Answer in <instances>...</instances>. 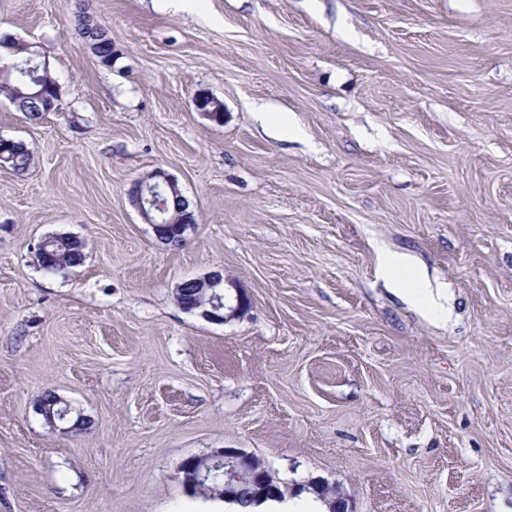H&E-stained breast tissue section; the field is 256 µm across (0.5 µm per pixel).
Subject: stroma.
<instances>
[{"mask_svg": "<svg viewBox=\"0 0 512 512\" xmlns=\"http://www.w3.org/2000/svg\"><path fill=\"white\" fill-rule=\"evenodd\" d=\"M86 2L111 65L77 0H0L58 85L36 122L0 95L33 156L0 167V512H229L181 484L217 448L353 512H512V0ZM158 169L195 211L177 248L128 196ZM56 234L84 261L50 275ZM218 269L251 301L223 325L176 299ZM85 13L78 15L77 19V34L84 41V43L89 46L90 43L98 42L97 50L98 52L95 56L100 60L104 65H111L112 63V46L109 44L111 41L108 38H105L106 29L101 25L98 26L95 23L86 22L87 15ZM382 269L387 278L396 286L403 289H413L416 293H420V289L428 288L424 278L420 274H415L410 282L403 281L399 273L408 266L404 256L397 254H384L381 257ZM305 492V493H303ZM291 495H299L315 498L326 505L328 512H352L347 508L345 510L346 498L342 495L336 486L330 485L326 480L321 477H310L305 480L296 482L289 488ZM309 493V494H306Z\"/></svg>", "mask_w": 512, "mask_h": 512, "instance_id": "stroma-1", "label": "stroma"}]
</instances>
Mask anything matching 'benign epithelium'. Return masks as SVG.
<instances>
[{
  "mask_svg": "<svg viewBox=\"0 0 512 512\" xmlns=\"http://www.w3.org/2000/svg\"><path fill=\"white\" fill-rule=\"evenodd\" d=\"M38 53L27 50V56L16 61L13 66L0 68V84L10 83L14 75L23 72L38 84L44 83V72L48 71L45 62L37 61ZM175 194L179 191L177 182L162 170L152 173L149 180L135 181L129 191L133 203L138 208L145 223L152 225L156 237L166 245L173 240L182 243L189 224L177 225V235L170 232V219L162 213L166 205L157 201V191ZM199 289V300L195 309L202 317L214 324H225L247 312L250 302L245 293L233 287L224 277V271L216 270L202 278L194 279ZM223 467V478L218 480L215 470ZM182 485L187 492H197L210 497L233 501L238 483L247 481L254 490L255 501L276 499L281 496L278 486L273 484L269 470L256 457L238 448H218L208 455L190 457L181 465ZM309 493L326 505L328 512H351L345 508L346 498L338 488L321 477H310L296 482L289 493L299 495Z\"/></svg>",
  "mask_w": 512,
  "mask_h": 512,
  "instance_id": "obj_1",
  "label": "benign epithelium"
}]
</instances>
